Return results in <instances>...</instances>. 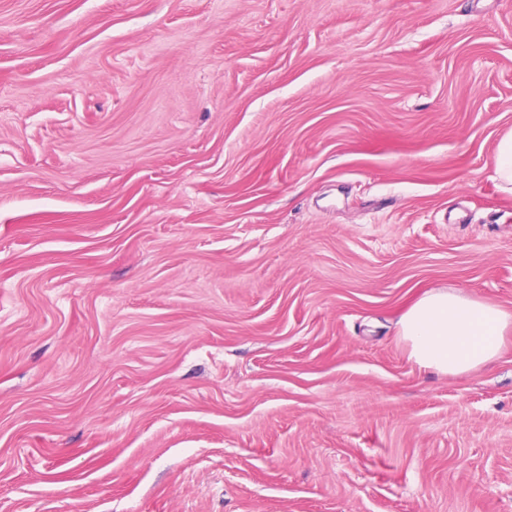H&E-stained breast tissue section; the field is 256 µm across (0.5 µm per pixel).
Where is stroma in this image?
Returning a JSON list of instances; mask_svg holds the SVG:
<instances>
[{
	"instance_id": "stroma-1",
	"label": "stroma",
	"mask_w": 512,
	"mask_h": 512,
	"mask_svg": "<svg viewBox=\"0 0 512 512\" xmlns=\"http://www.w3.org/2000/svg\"><path fill=\"white\" fill-rule=\"evenodd\" d=\"M512 0H0V512H512ZM492 165L500 190L512 193V130L506 132L497 142ZM512 314L447 288L418 297L399 321L409 358L441 374H463L492 361Z\"/></svg>"
}]
</instances>
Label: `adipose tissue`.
Returning <instances> with one entry per match:
<instances>
[{
	"label": "adipose tissue",
	"mask_w": 512,
	"mask_h": 512,
	"mask_svg": "<svg viewBox=\"0 0 512 512\" xmlns=\"http://www.w3.org/2000/svg\"><path fill=\"white\" fill-rule=\"evenodd\" d=\"M512 314L445 288L425 291L403 313L399 335L419 367L463 374L492 361Z\"/></svg>",
	"instance_id": "obj_1"
}]
</instances>
